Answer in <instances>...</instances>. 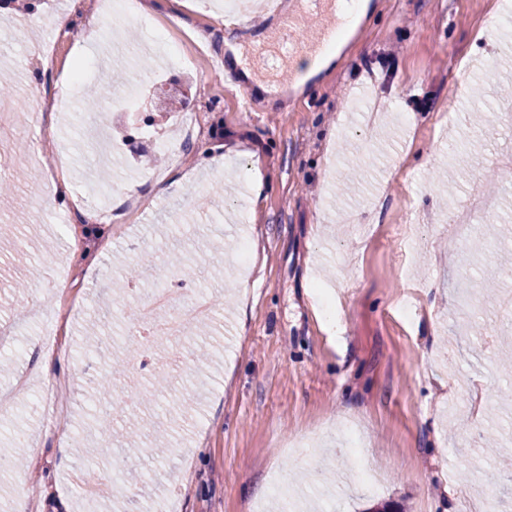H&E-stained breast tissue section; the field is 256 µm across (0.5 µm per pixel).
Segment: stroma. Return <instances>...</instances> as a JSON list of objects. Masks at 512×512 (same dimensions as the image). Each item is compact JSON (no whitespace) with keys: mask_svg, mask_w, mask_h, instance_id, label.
<instances>
[{"mask_svg":"<svg viewBox=\"0 0 512 512\" xmlns=\"http://www.w3.org/2000/svg\"><path fill=\"white\" fill-rule=\"evenodd\" d=\"M178 19L137 0L121 24L99 18V40L83 43L84 17L70 28L25 29L0 20V373L7 388L51 358V379L68 421L56 428L34 391L0 410V448L19 459L0 465V512H282L280 481L298 512H471L491 502L512 512V451L489 454L490 407L474 411L469 390L512 394V224L483 244L453 242V213L475 181L512 155V112L497 111L512 86V24L495 20L512 0H368L339 54L304 83L265 72L272 94L225 81L229 45L250 67L280 17L255 11L238 22L220 0H182ZM54 46L55 65L34 74L31 46ZM394 64H387L389 53ZM98 66L95 86L113 110L86 112L80 92L44 124L29 101L56 98L65 68ZM175 82L200 136L186 137L176 113L129 130L111 146L114 122ZM384 104L354 112L353 97ZM169 142L161 152L160 142ZM68 156L71 191L90 214L43 196L44 177ZM247 239L248 265L227 254ZM161 261L126 284L125 306L110 307L109 284L125 265ZM206 291L212 305L207 353L154 341L151 367L136 366L138 305L170 277ZM112 318L130 352L117 370L86 355L91 323ZM144 389L171 377L188 408L170 414L142 405L143 430H167L170 450L146 478L114 482L100 455L127 448L121 412L111 434L88 418L92 383ZM380 479L357 482L346 428ZM109 481L88 494L85 480Z\"/></svg>","mask_w":512,"mask_h":512,"instance_id":"obj_1","label":"stroma"}]
</instances>
